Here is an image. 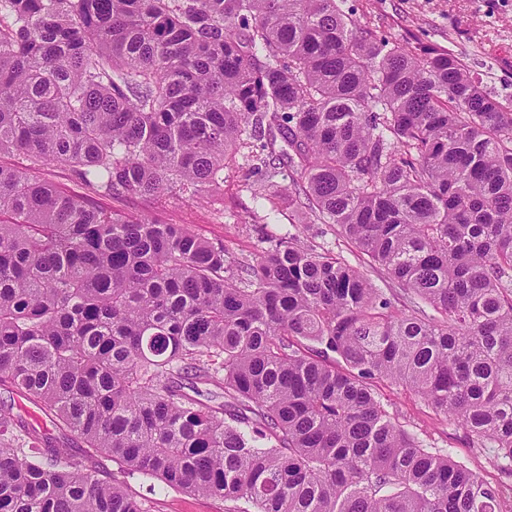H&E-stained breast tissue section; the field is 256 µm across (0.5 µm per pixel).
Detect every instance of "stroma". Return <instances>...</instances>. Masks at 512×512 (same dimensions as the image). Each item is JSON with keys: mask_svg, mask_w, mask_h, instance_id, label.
<instances>
[{"mask_svg": "<svg viewBox=\"0 0 512 512\" xmlns=\"http://www.w3.org/2000/svg\"><path fill=\"white\" fill-rule=\"evenodd\" d=\"M344 7L377 35L451 50L491 90L512 94V0H345ZM257 182V175L239 164L225 171L219 194L209 202L163 201L151 211L160 223L190 225L200 236L223 242L231 256L250 258L261 250L268 231L248 219ZM378 389L391 417L406 431L429 447L448 449L485 481L512 486V477L501 474L488 450L472 447L462 427L437 415L412 390L387 381L379 382ZM103 467L124 480L130 492L153 494L156 512H224L212 499L154 490L145 478H123L111 460H104Z\"/></svg>", "mask_w": 512, "mask_h": 512, "instance_id": "1", "label": "stroma"}]
</instances>
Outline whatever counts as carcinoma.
Returning <instances> with one entry per match:
<instances>
[{
	"mask_svg": "<svg viewBox=\"0 0 512 512\" xmlns=\"http://www.w3.org/2000/svg\"><path fill=\"white\" fill-rule=\"evenodd\" d=\"M343 0H0V512H502L390 417L413 390L512 475V95ZM270 219L335 224L377 288L297 233L254 259L151 211L237 157ZM57 165L72 189L41 179ZM224 393L211 404L197 384ZM0 408H8L11 414L15 416L20 415L41 434H57L50 423L46 421L43 413L25 400L19 393L13 392V394H9L4 390H0ZM99 460L114 479L126 484L130 492L154 498L156 512H224V506L210 498L163 489V484L156 479L127 478L108 458ZM150 485L155 486L154 495L148 494Z\"/></svg>",
	"mask_w": 512,
	"mask_h": 512,
	"instance_id": "carcinoma-1",
	"label": "carcinoma"
}]
</instances>
